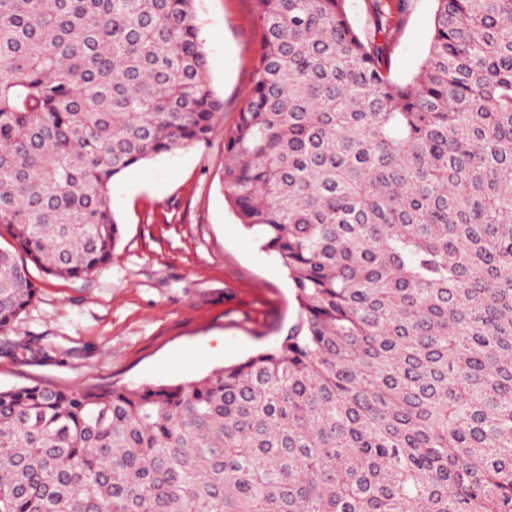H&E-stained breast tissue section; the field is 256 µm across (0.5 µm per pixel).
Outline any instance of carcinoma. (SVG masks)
I'll use <instances>...</instances> for the list:
<instances>
[{"instance_id": "obj_1", "label": "carcinoma", "mask_w": 512, "mask_h": 512, "mask_svg": "<svg viewBox=\"0 0 512 512\" xmlns=\"http://www.w3.org/2000/svg\"><path fill=\"white\" fill-rule=\"evenodd\" d=\"M254 2L224 199L296 320L175 385L0 391V512H512V0H435L408 79L389 0ZM223 112L196 0H0V331Z\"/></svg>"}]
</instances>
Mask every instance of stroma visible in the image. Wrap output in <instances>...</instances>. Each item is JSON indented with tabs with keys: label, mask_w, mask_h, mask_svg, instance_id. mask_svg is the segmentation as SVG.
I'll use <instances>...</instances> for the list:
<instances>
[{
	"label": "stroma",
	"mask_w": 512,
	"mask_h": 512,
	"mask_svg": "<svg viewBox=\"0 0 512 512\" xmlns=\"http://www.w3.org/2000/svg\"><path fill=\"white\" fill-rule=\"evenodd\" d=\"M434 0H414L390 42L395 77L423 63ZM224 113L209 140L141 162L111 185L122 238L81 279L28 271L38 292L0 332V390L175 384L273 347L297 316L279 259L224 201V131L261 54L253 0H197Z\"/></svg>",
	"instance_id": "35a3bbf8"
}]
</instances>
